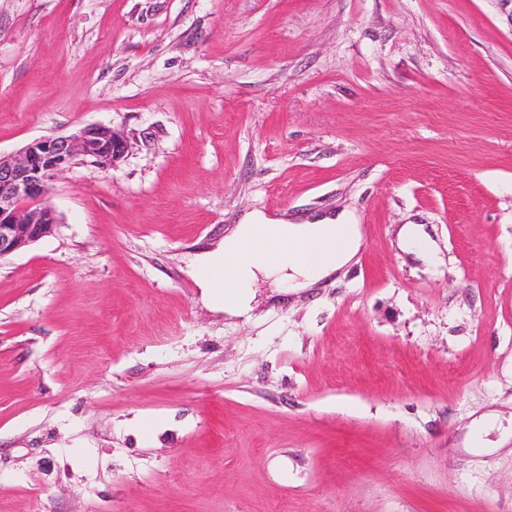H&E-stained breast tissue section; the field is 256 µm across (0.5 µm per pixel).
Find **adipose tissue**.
Segmentation results:
<instances>
[{"label":"adipose tissue","mask_w":512,"mask_h":512,"mask_svg":"<svg viewBox=\"0 0 512 512\" xmlns=\"http://www.w3.org/2000/svg\"><path fill=\"white\" fill-rule=\"evenodd\" d=\"M363 242V226L351 214L299 224L254 215L198 257L194 275L205 301L227 316L241 317L251 309L259 280L295 291L317 287L348 266Z\"/></svg>","instance_id":"adipose-tissue-1"}]
</instances>
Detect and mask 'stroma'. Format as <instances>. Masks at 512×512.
<instances>
[{
  "instance_id": "35a3bbf8",
  "label": "stroma",
  "mask_w": 512,
  "mask_h": 512,
  "mask_svg": "<svg viewBox=\"0 0 512 512\" xmlns=\"http://www.w3.org/2000/svg\"><path fill=\"white\" fill-rule=\"evenodd\" d=\"M94 123L125 157L0 260V512H512L494 0H0V153ZM345 209L336 277L202 302L190 258L246 215ZM402 245L406 251L424 255L432 261H436V247L423 234L421 225L405 224L399 232Z\"/></svg>"
}]
</instances>
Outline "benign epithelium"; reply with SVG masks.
Here are the masks:
<instances>
[{
	"label": "benign epithelium",
	"instance_id": "1",
	"mask_svg": "<svg viewBox=\"0 0 512 512\" xmlns=\"http://www.w3.org/2000/svg\"><path fill=\"white\" fill-rule=\"evenodd\" d=\"M123 134L89 124L71 135L35 139L0 155V259L49 235L58 215L49 202L54 177L78 159L102 168L124 157Z\"/></svg>",
	"mask_w": 512,
	"mask_h": 512
}]
</instances>
